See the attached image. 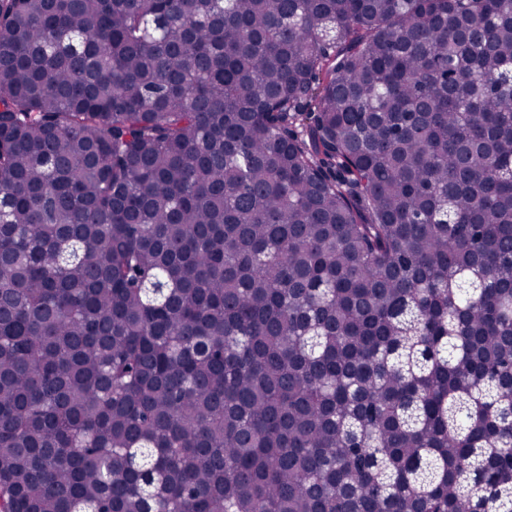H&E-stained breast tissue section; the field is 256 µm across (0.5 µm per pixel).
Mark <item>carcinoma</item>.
Returning a JSON list of instances; mask_svg holds the SVG:
<instances>
[{
    "instance_id": "obj_1",
    "label": "carcinoma",
    "mask_w": 512,
    "mask_h": 512,
    "mask_svg": "<svg viewBox=\"0 0 512 512\" xmlns=\"http://www.w3.org/2000/svg\"><path fill=\"white\" fill-rule=\"evenodd\" d=\"M0 497L512 512V0H0Z\"/></svg>"
}]
</instances>
